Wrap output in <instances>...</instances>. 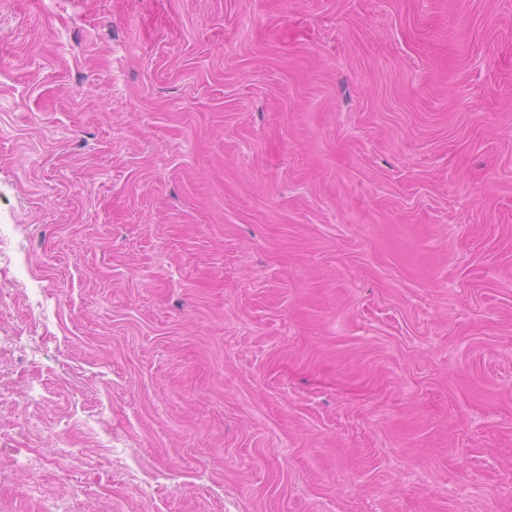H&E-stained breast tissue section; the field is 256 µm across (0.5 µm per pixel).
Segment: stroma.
Instances as JSON below:
<instances>
[{
	"mask_svg": "<svg viewBox=\"0 0 512 512\" xmlns=\"http://www.w3.org/2000/svg\"><path fill=\"white\" fill-rule=\"evenodd\" d=\"M0 230V512H512V0H0Z\"/></svg>",
	"mask_w": 512,
	"mask_h": 512,
	"instance_id": "35a3bbf8",
	"label": "stroma"
}]
</instances>
